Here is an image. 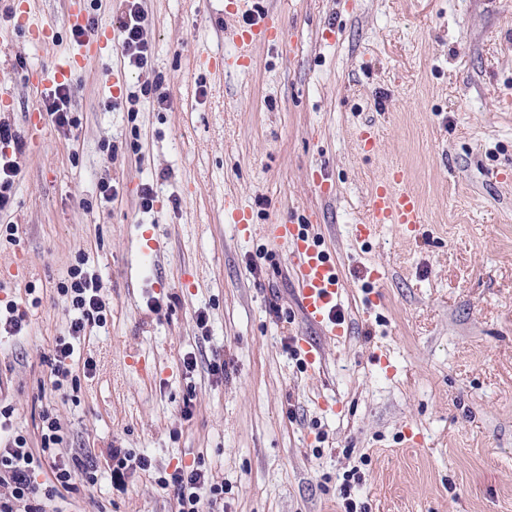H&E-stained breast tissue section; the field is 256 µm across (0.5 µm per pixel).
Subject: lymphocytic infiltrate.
Here are the masks:
<instances>
[{"label":"lymphocytic infiltrate","mask_w":512,"mask_h":512,"mask_svg":"<svg viewBox=\"0 0 512 512\" xmlns=\"http://www.w3.org/2000/svg\"><path fill=\"white\" fill-rule=\"evenodd\" d=\"M126 13L120 27L123 55L130 67L147 69L151 47L144 38V11L140 0H125ZM26 143L9 124L0 123V211L11 198V189L19 174L18 155ZM62 291L69 299L68 335L57 339L51 365L55 377H67L71 372L74 343L85 337L88 326L106 321V303L101 293L100 278L84 269L70 267ZM62 427L52 415H44L39 448H30L26 436L7 435L0 443V512H47L49 502L71 492L76 481L95 484L97 465L93 457L64 458L59 452L63 442ZM52 462L53 479L43 486L35 483L32 466L43 459ZM161 489H173L175 512H209L211 506L224 497V486L208 471L195 466H178L172 473L159 477Z\"/></svg>","instance_id":"lymphocytic-infiltrate-1"}]
</instances>
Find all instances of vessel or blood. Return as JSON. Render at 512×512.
Here are the masks:
<instances>
[{
    "label": "vessel or blood",
    "instance_id": "1",
    "mask_svg": "<svg viewBox=\"0 0 512 512\" xmlns=\"http://www.w3.org/2000/svg\"><path fill=\"white\" fill-rule=\"evenodd\" d=\"M243 15L249 16V23H240ZM18 21L27 27L32 39L50 43L58 36L56 24H31L28 11H19ZM224 21L240 47V58H248L251 49L260 43L281 48L286 45L282 21L274 10L265 6L264 0H224ZM111 43L108 35L86 38L78 55L55 62L46 74V82L72 85L83 61L98 56ZM404 181L402 169L394 167L372 185L368 216L365 223L356 227L359 238H371L375 230L385 224L411 232L423 223L424 212L416 195L404 189ZM225 210L238 233L249 236L258 230L269 243L288 246L297 285L296 301L305 320L330 336H343L344 329L336 315L342 288L339 271L335 261L309 234L307 225L276 223L255 228L251 211L231 196L225 199Z\"/></svg>",
    "mask_w": 512,
    "mask_h": 512
}]
</instances>
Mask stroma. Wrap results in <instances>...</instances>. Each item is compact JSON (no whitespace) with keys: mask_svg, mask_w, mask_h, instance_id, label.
I'll return each instance as SVG.
<instances>
[{"mask_svg":"<svg viewBox=\"0 0 512 512\" xmlns=\"http://www.w3.org/2000/svg\"><path fill=\"white\" fill-rule=\"evenodd\" d=\"M271 2L289 51L255 46L215 81L197 63L238 53L224 0H142L150 66L117 47L85 62L60 128L38 109L39 75L79 50L67 0H29L31 23L59 25L48 45L0 0V122L34 134L0 212V308L27 314L0 350V402L30 447L48 411L65 455L95 457L97 484L77 482L60 512H173L156 480L180 464L223 482V512H342L350 474L361 512H512V0ZM394 165L426 222L360 239L368 189ZM228 194L256 225H313L342 276L343 338L303 319L286 249L238 235ZM80 262L107 320L57 389L60 285ZM297 336L320 345V370L293 354ZM112 448L152 460L123 493Z\"/></svg>","mask_w":512,"mask_h":512,"instance_id":"stroma-1","label":"stroma"}]
</instances>
